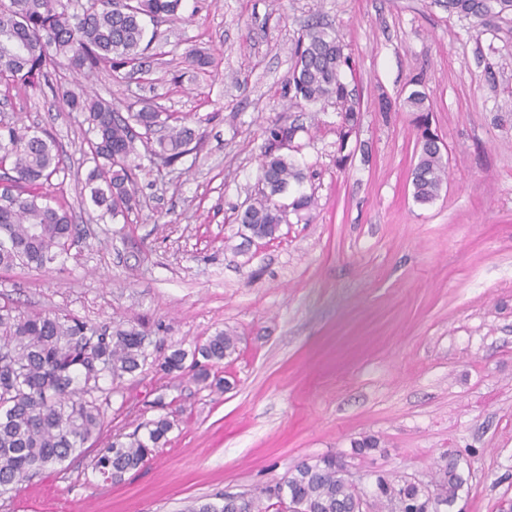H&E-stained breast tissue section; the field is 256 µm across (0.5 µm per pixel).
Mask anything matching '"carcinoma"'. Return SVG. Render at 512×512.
Listing matches in <instances>:
<instances>
[{
    "mask_svg": "<svg viewBox=\"0 0 512 512\" xmlns=\"http://www.w3.org/2000/svg\"><path fill=\"white\" fill-rule=\"evenodd\" d=\"M181 0H0V76L24 87L59 85L62 73L89 79L107 72L141 68L145 52L159 37L146 36L145 21L177 14ZM448 12L487 25L512 14V0H447ZM352 69L336 31L316 21L298 37L288 86L293 103L336 105L341 120L339 150L360 123V102L346 81ZM73 112L84 115L90 168L83 190L98 210V220L112 221L139 205L136 172L142 170L138 146L150 162L167 167L196 151L202 135L184 118L158 111L148 99L121 112L89 92L81 81L63 93ZM395 110L416 114L419 157L412 170L413 198L434 201L447 176L438 134L431 131V105L415 89L393 103ZM0 159L9 168L0 173V269L18 265L45 268L64 263L78 234L72 215L52 205L51 178L65 171L63 145L45 130L0 119ZM259 179L263 189L237 214L250 236L274 240L286 222V207L276 198L304 181L289 150L264 146ZM236 351V337L218 331L189 353L175 349L157 364L172 373L184 369L187 357L216 365ZM145 336L134 327L117 326L99 333L67 315L24 313L10 302L0 304V494L15 484L63 464L79 454L104 429L105 413L95 393L109 394L100 382L114 383L147 365ZM173 421L166 417L142 425L122 439L109 440L93 460L92 471L120 481L137 469L167 438ZM464 479L450 466L428 485L406 482L395 486L376 479L375 497L383 512H438L452 505ZM280 502L292 512H359L362 495L336 460L322 457L303 463L276 486ZM188 512H265L262 497L220 495L197 501Z\"/></svg>",
    "mask_w": 512,
    "mask_h": 512,
    "instance_id": "1",
    "label": "carcinoma"
}]
</instances>
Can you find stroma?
<instances>
[{
	"label": "stroma",
	"instance_id": "stroma-1",
	"mask_svg": "<svg viewBox=\"0 0 512 512\" xmlns=\"http://www.w3.org/2000/svg\"><path fill=\"white\" fill-rule=\"evenodd\" d=\"M338 32L361 121L336 163L334 108L290 107L298 32ZM143 70L105 73L118 108L152 100L202 142L162 173L142 159L137 209L102 224L82 202L87 129L48 87L0 111L61 141L50 188L81 228L65 265L0 270V303L136 326L149 353L193 350L232 330L237 351L211 386L154 366L115 384L104 438L162 415L168 442L115 484L96 447L19 483L0 512H185L196 500L275 486L298 465L340 460L364 496L377 476L429 483L454 464L465 485L440 512L512 507V23L473 26L444 0H182ZM210 55L202 73L188 51ZM422 85L446 145L448 180L412 197L417 129L381 96ZM298 125L309 208L278 239L248 240L235 216L259 191L264 128ZM228 388H215V381Z\"/></svg>",
	"mask_w": 512,
	"mask_h": 512
}]
</instances>
